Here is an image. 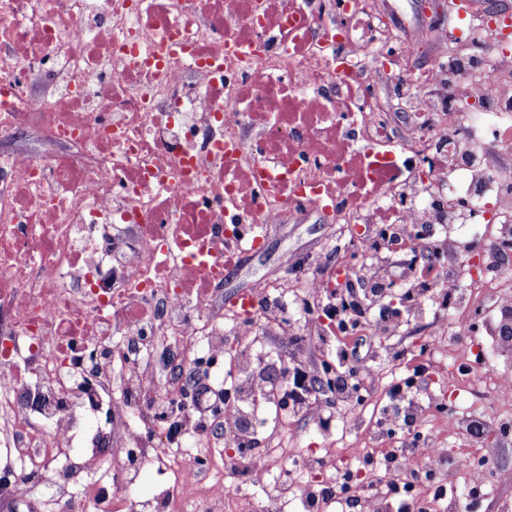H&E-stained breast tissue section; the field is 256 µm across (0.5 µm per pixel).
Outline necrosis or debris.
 <instances>
[{
  "label": "necrosis or debris",
  "mask_w": 512,
  "mask_h": 512,
  "mask_svg": "<svg viewBox=\"0 0 512 512\" xmlns=\"http://www.w3.org/2000/svg\"><path fill=\"white\" fill-rule=\"evenodd\" d=\"M379 0H0V503L33 512L48 483L58 512H317L335 448L291 456L282 431L251 418L264 361L224 357L229 336L323 335L306 299L330 276L266 282L224 308L225 242L258 249L285 219L322 212L345 249L374 239L413 253L414 226L444 224L512 356V12L448 19L447 35L379 23ZM451 40L424 70L423 42ZM481 226L470 254L457 236ZM459 341L457 382L484 385L469 358L477 325L459 306L440 326ZM197 347L155 383L161 346ZM232 395L236 424L224 423ZM266 460L253 481H211V451ZM111 450L102 464L99 445ZM176 484L138 491L150 468ZM501 472L463 449L436 477L409 453L401 482L425 512L438 483L495 494Z\"/></svg>",
  "instance_id": "obj_1"
}]
</instances>
